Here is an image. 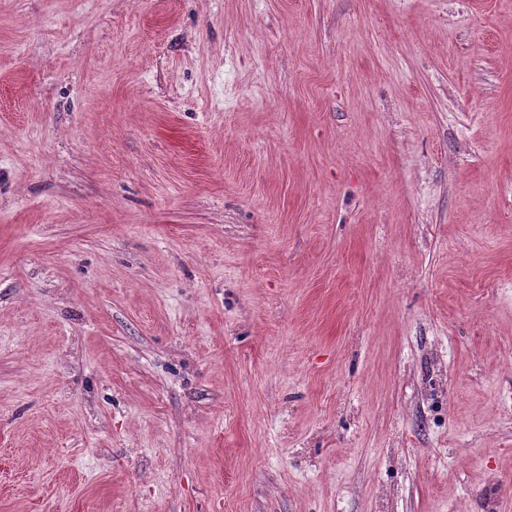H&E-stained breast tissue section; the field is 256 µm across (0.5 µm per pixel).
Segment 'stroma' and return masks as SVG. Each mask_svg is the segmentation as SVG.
Here are the masks:
<instances>
[{"mask_svg": "<svg viewBox=\"0 0 512 512\" xmlns=\"http://www.w3.org/2000/svg\"><path fill=\"white\" fill-rule=\"evenodd\" d=\"M0 512H512V0H0Z\"/></svg>", "mask_w": 512, "mask_h": 512, "instance_id": "obj_1", "label": "stroma"}]
</instances>
